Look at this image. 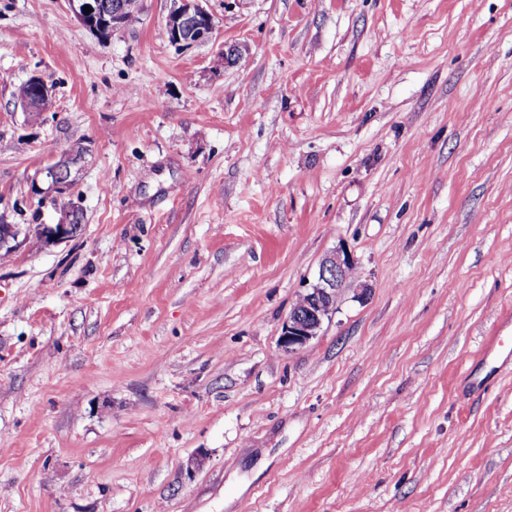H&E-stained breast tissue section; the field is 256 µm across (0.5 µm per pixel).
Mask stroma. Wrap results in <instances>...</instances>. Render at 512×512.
<instances>
[{"instance_id":"1","label":"stroma","mask_w":512,"mask_h":512,"mask_svg":"<svg viewBox=\"0 0 512 512\" xmlns=\"http://www.w3.org/2000/svg\"><path fill=\"white\" fill-rule=\"evenodd\" d=\"M143 5L0 0V512H512V0ZM114 1L116 0H102L103 3L107 2L110 7ZM102 2L100 0H69L72 11L84 26L95 29L98 23L101 27L108 26L110 29L122 27L124 23L122 10L114 7L112 12H106L103 10ZM85 6H90L91 12H84L83 7ZM108 31L101 36L107 37L111 33ZM204 2L206 0H171L166 33L172 44L188 47L209 40L214 19ZM32 80L35 83H38L41 85L42 91L47 94L50 93L49 87L37 76H32ZM31 81L29 78L23 83H20L15 87L14 95L17 98L18 101L23 103L22 105L26 109V111L34 113L36 111L38 104V112H45L47 110H50L53 105V97L51 94L44 95L40 94L38 91L37 86ZM32 99V100H29ZM38 99V101L36 100ZM26 100H29L28 102H25ZM55 162H58L57 166L49 165L46 168L43 169L44 176L46 180L50 183V188L53 190H66L67 187L70 186L72 179L71 178V172L68 171H62L58 177L59 182H65L68 183L69 186L63 187L56 181L55 172L59 166L66 165L68 167H72L76 164V161L73 160L71 156H69L67 153L62 154ZM75 226V234L80 231L81 228V216L78 212H71V224L70 221L61 222L60 224H41V235L45 241L53 240L55 238H67L73 236V227ZM353 267V256L343 246L323 260L317 282L300 296L301 304L291 310L283 325L280 346L284 350L291 352L318 335L324 319L335 308L337 291Z\"/></svg>"}]
</instances>
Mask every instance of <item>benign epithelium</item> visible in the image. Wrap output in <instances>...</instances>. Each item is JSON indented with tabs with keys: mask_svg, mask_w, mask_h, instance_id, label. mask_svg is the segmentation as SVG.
<instances>
[{
	"mask_svg": "<svg viewBox=\"0 0 512 512\" xmlns=\"http://www.w3.org/2000/svg\"><path fill=\"white\" fill-rule=\"evenodd\" d=\"M204 2L206 0H171L166 33L172 44L188 47L209 40L214 30V19L204 6ZM69 4L86 27L95 28L100 25L117 29L124 23V13L117 8L110 12L103 10L101 0H69ZM85 6L90 7V10L83 11ZM57 162L58 165L51 164L43 169L44 176L53 190L63 189L56 181L57 166L72 167L76 164V161L66 153L62 154ZM41 235L46 241L67 238L73 236V227L67 221L60 224H43ZM353 267V256L343 246L335 249L323 260L317 282L301 295V304L291 310L283 325L280 346L284 350L291 352L306 345L318 335L324 319L335 308L337 291Z\"/></svg>",
	"mask_w": 512,
	"mask_h": 512,
	"instance_id": "7a95c632",
	"label": "benign epithelium"
}]
</instances>
